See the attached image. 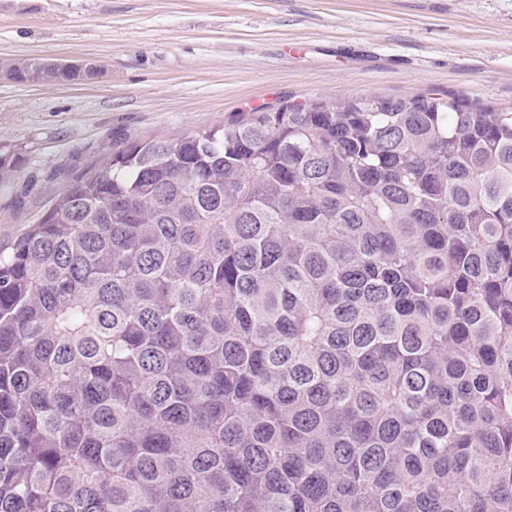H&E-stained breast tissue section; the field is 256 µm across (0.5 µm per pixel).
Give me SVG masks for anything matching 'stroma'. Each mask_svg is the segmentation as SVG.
Listing matches in <instances>:
<instances>
[{"label": "stroma", "instance_id": "1", "mask_svg": "<svg viewBox=\"0 0 512 512\" xmlns=\"http://www.w3.org/2000/svg\"><path fill=\"white\" fill-rule=\"evenodd\" d=\"M33 57L102 71L0 77V151L21 158L0 185L2 249L68 179L136 139L285 100L435 90L512 105V0H0V62Z\"/></svg>", "mask_w": 512, "mask_h": 512}]
</instances>
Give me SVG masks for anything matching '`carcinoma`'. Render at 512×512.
Returning <instances> with one entry per match:
<instances>
[{"instance_id":"1","label":"carcinoma","mask_w":512,"mask_h":512,"mask_svg":"<svg viewBox=\"0 0 512 512\" xmlns=\"http://www.w3.org/2000/svg\"><path fill=\"white\" fill-rule=\"evenodd\" d=\"M44 213L0 254V512H512V106L284 101Z\"/></svg>"}]
</instances>
